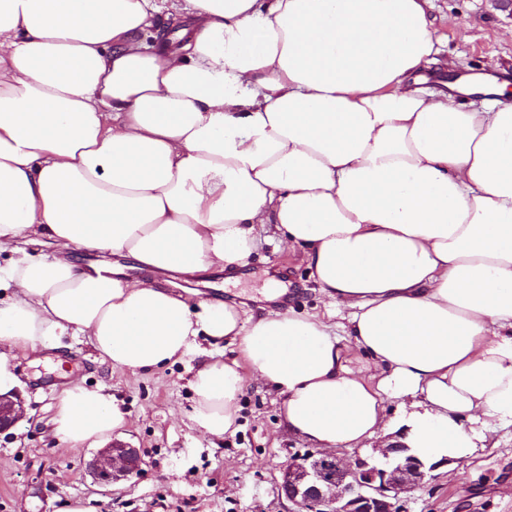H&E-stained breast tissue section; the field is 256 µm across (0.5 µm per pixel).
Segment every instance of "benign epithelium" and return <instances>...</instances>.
<instances>
[{
	"mask_svg": "<svg viewBox=\"0 0 512 512\" xmlns=\"http://www.w3.org/2000/svg\"><path fill=\"white\" fill-rule=\"evenodd\" d=\"M23 416L18 394L0 395V432ZM107 464H92L101 482L114 484L137 473L143 462L140 449L115 442L101 451ZM448 463L433 461L402 441L379 449L376 459L356 458L344 463L334 454L311 452L293 458L282 470L279 489L301 512H399V494L433 478Z\"/></svg>",
	"mask_w": 512,
	"mask_h": 512,
	"instance_id": "benign-epithelium-1",
	"label": "benign epithelium"
}]
</instances>
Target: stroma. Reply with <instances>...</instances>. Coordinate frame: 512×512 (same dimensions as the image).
Segmentation results:
<instances>
[{
	"instance_id": "1",
	"label": "stroma",
	"mask_w": 512,
	"mask_h": 512,
	"mask_svg": "<svg viewBox=\"0 0 512 512\" xmlns=\"http://www.w3.org/2000/svg\"><path fill=\"white\" fill-rule=\"evenodd\" d=\"M432 15L443 38L441 61L455 72H489L507 81L512 102V0H433ZM288 290L296 311L330 308L309 275L299 250L256 228V247L245 276L173 275L168 286L190 306L240 302L253 318L275 317L264 302L269 278ZM198 362L185 361L131 373L101 363L84 336L63 337L33 362L16 355L24 415L0 433V512H62L80 499L90 512H293L280 493L288 461L309 452L279 424L280 397L248 379L240 398L235 434L215 437L192 419L189 388ZM105 386L129 413L119 439L139 448L141 471L113 485L89 469L99 448H71L47 427L64 385ZM497 447L474 448L464 461H450L433 479L400 494L401 512H512V427L500 430Z\"/></svg>"
}]
</instances>
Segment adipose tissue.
I'll return each instance as SVG.
<instances>
[{
	"label": "adipose tissue",
	"instance_id": "ef3b65f1",
	"mask_svg": "<svg viewBox=\"0 0 512 512\" xmlns=\"http://www.w3.org/2000/svg\"><path fill=\"white\" fill-rule=\"evenodd\" d=\"M430 2L0 0V252L36 236L65 253L0 266V394L15 353L83 334L132 372L200 354L211 435L236 430L251 375L322 450L392 436V399H414L406 441L430 456L512 426V102L481 74L428 87ZM260 224L301 250L338 334L292 309H193L109 261L237 275ZM127 424L78 383L49 420L75 447Z\"/></svg>",
	"mask_w": 512,
	"mask_h": 512
}]
</instances>
